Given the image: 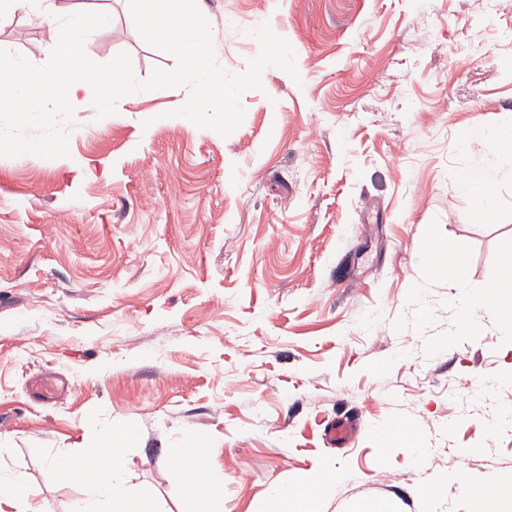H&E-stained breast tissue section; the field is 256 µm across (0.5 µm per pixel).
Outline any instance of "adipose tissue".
I'll return each mask as SVG.
<instances>
[{"instance_id":"adipose-tissue-1","label":"adipose tissue","mask_w":512,"mask_h":512,"mask_svg":"<svg viewBox=\"0 0 512 512\" xmlns=\"http://www.w3.org/2000/svg\"><path fill=\"white\" fill-rule=\"evenodd\" d=\"M507 177L512 179V167L473 166L459 173L458 185L481 221H494L497 190ZM423 258L426 265L447 276L449 287L460 288L466 283L464 249L450 252L432 240L425 245ZM467 305L512 326V275L496 274L485 288L468 298ZM131 433V428L118 426L100 446L47 456V466L62 480L84 486L83 495L71 503L69 512H163L157 498L130 479L124 445ZM176 457L185 495L196 501L222 495L224 474L210 465L199 437H188ZM333 480L329 474L320 482L298 488L275 487L257 512H319V504Z\"/></svg>"}]
</instances>
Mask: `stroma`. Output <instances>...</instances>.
I'll return each instance as SVG.
<instances>
[{
  "mask_svg": "<svg viewBox=\"0 0 512 512\" xmlns=\"http://www.w3.org/2000/svg\"><path fill=\"white\" fill-rule=\"evenodd\" d=\"M112 14L85 51L128 53L137 79L174 69L120 0H55ZM217 60L243 72L268 23L299 79L270 67L229 136L172 110L169 89L97 119L81 96L66 158L0 157V462L25 472L33 512L83 494L47 453L134 429L133 484L192 512L168 460L199 435L224 474L223 512H255L278 485L336 476L321 512H476L465 482L512 479V328L461 330L432 237L465 246L467 291L498 270L512 180L484 224L458 172L491 162L463 129L512 125V0H201ZM43 15L0 21V49L44 65ZM469 60L467 67L457 57ZM83 382L42 399L33 375ZM358 420L345 446L326 427ZM399 419L417 447L389 439ZM443 485L436 498L423 485Z\"/></svg>",
  "mask_w": 512,
  "mask_h": 512,
  "instance_id": "1",
  "label": "stroma"
}]
</instances>
